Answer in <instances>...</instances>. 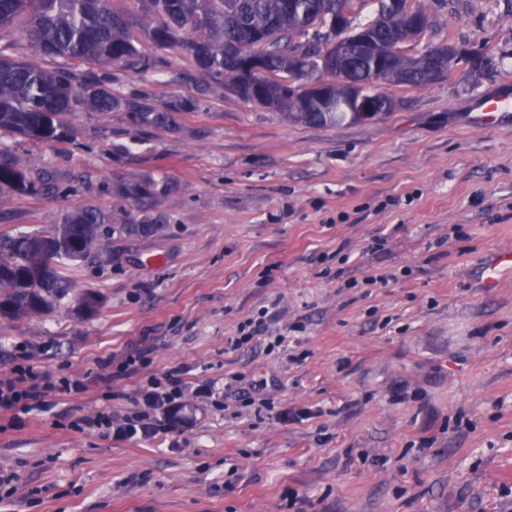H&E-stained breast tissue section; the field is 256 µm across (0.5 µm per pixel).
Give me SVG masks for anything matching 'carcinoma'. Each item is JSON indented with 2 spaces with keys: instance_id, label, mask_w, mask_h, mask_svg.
<instances>
[{
  "instance_id": "carcinoma-1",
  "label": "carcinoma",
  "mask_w": 512,
  "mask_h": 512,
  "mask_svg": "<svg viewBox=\"0 0 512 512\" xmlns=\"http://www.w3.org/2000/svg\"><path fill=\"white\" fill-rule=\"evenodd\" d=\"M134 20L112 0H0V131L55 142L72 136L79 112L123 111L134 130L167 125L173 113L202 100L219 83L225 96L277 111L309 125L363 123L396 106L378 90L427 84L417 55L395 48L405 42L429 48L436 23L423 0L421 25L409 26L389 0H136ZM369 39L370 51L350 57L344 79L324 49L336 37ZM31 55H18L20 41ZM181 49L196 69L198 97L159 107L130 93L112 91V68L149 72L160 52ZM269 74L245 70L252 59ZM58 59L63 65L49 67ZM376 112H359L363 102ZM43 192L64 197L72 186L53 179L30 159L0 152V191ZM171 190L167 181L130 172L113 195L145 212L136 224L112 232L147 237L162 232L154 200ZM106 213L66 211L50 231L0 234V316L39 317L61 306L72 288L70 267L88 259L105 239Z\"/></svg>"
}]
</instances>
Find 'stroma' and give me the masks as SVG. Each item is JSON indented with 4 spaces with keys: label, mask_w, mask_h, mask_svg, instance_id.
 I'll list each match as a JSON object with an SVG mask.
<instances>
[{
    "label": "stroma",
    "mask_w": 512,
    "mask_h": 512,
    "mask_svg": "<svg viewBox=\"0 0 512 512\" xmlns=\"http://www.w3.org/2000/svg\"><path fill=\"white\" fill-rule=\"evenodd\" d=\"M434 41L490 49L492 65L401 91L360 124L312 127L216 89L174 121L76 114L66 142L0 134V149L59 176L65 198L0 193V231H48L62 212L139 211L113 186L169 179L162 234L111 235L73 274L61 308L0 317V376L23 348L83 393L0 429V512H512V123L478 101L512 85V0H425ZM112 71L162 105L195 99L191 59ZM393 273L387 287L368 276ZM95 291L94 311L78 298ZM265 329L231 348L245 319ZM147 351L182 368L181 409L154 436L106 438L71 421L133 408L140 376L96 362ZM264 385L260 407L225 382ZM215 386L208 403L192 390Z\"/></svg>",
    "instance_id": "stroma-1"
}]
</instances>
